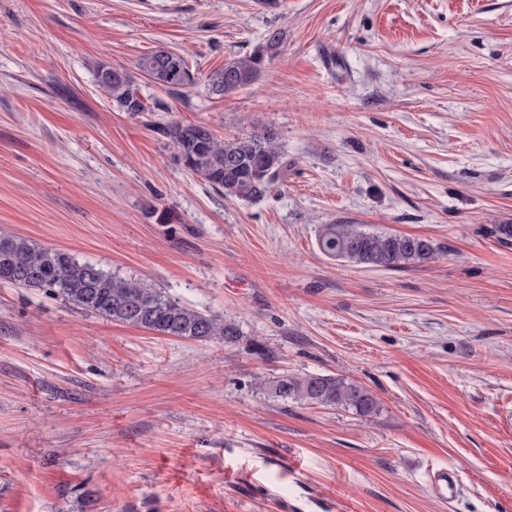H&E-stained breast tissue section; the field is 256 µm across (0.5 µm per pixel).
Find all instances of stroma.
<instances>
[{
	"label": "stroma",
	"instance_id": "35a3bbf8",
	"mask_svg": "<svg viewBox=\"0 0 512 512\" xmlns=\"http://www.w3.org/2000/svg\"><path fill=\"white\" fill-rule=\"evenodd\" d=\"M250 85L209 73L269 32ZM180 53L170 92L138 62ZM125 70L147 109L98 87ZM275 129L288 166L228 200L150 130ZM327 224L429 239L385 270ZM512 0H0V234L61 248L235 322L162 336L0 283V512H512ZM323 374L364 418L268 398ZM455 468L453 505L431 470ZM256 385L281 401L341 407L361 417H371L380 410V402L370 389L345 377L283 374L260 379Z\"/></svg>",
	"mask_w": 512,
	"mask_h": 512
}]
</instances>
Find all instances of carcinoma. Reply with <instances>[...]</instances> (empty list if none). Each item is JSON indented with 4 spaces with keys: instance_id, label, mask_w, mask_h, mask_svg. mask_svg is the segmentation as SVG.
Instances as JSON below:
<instances>
[{
    "instance_id": "carcinoma-1",
    "label": "carcinoma",
    "mask_w": 512,
    "mask_h": 512,
    "mask_svg": "<svg viewBox=\"0 0 512 512\" xmlns=\"http://www.w3.org/2000/svg\"><path fill=\"white\" fill-rule=\"evenodd\" d=\"M280 40V33L271 32L251 53L211 72L209 92L226 96L251 84L278 53ZM139 68L155 84L173 91L195 81L185 58L169 50L144 55ZM97 84L119 111H147L145 103L134 101L137 87L127 72ZM154 129L173 145L176 160L186 171L228 199L252 202L263 198L286 167L276 132L270 127L227 139L217 138L204 124L159 121ZM318 248L330 258L385 270L429 261L437 254L428 239L366 232L356 224L325 225ZM0 282L42 292L84 313L163 336L201 342L217 338L233 342L239 336L235 323L185 306L159 288L113 275L68 251L42 247L17 235H0ZM258 387L278 400L341 407L361 417L380 410L370 389L345 377L283 374L260 380Z\"/></svg>"
}]
</instances>
